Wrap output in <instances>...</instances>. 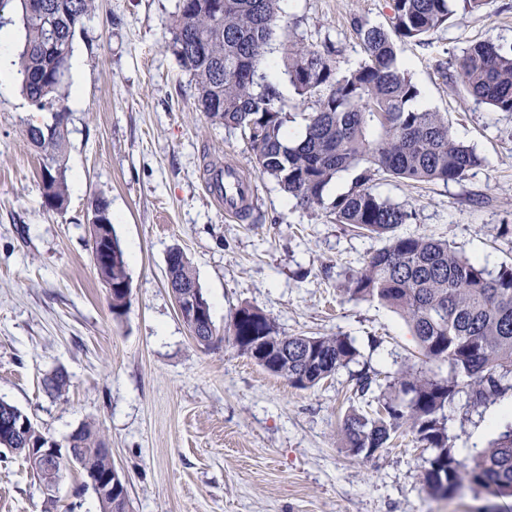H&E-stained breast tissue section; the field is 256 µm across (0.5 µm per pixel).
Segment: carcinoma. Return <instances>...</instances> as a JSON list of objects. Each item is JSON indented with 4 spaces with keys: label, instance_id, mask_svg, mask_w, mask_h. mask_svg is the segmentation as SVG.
Returning <instances> with one entry per match:
<instances>
[{
    "label": "carcinoma",
    "instance_id": "1",
    "mask_svg": "<svg viewBox=\"0 0 512 512\" xmlns=\"http://www.w3.org/2000/svg\"><path fill=\"white\" fill-rule=\"evenodd\" d=\"M13 1L23 31L16 74L31 106L51 118L26 129L28 140L43 153L44 202L51 209L65 203L68 189L60 153L71 116L63 93L64 66L92 0H0V11ZM279 2L179 0L169 50L193 76L197 109L207 122L240 133L259 173L295 206H322L336 174L359 170L331 213L336 223L386 243L364 258L347 292L398 313L418 342L422 366L398 372L383 389L375 372L365 369L352 376L351 398H369L377 409L369 417L354 410L344 417V447L353 456L370 457L408 428L430 451L423 474L430 496L447 498L466 485L489 497L512 498V424L483 451L462 458L448 442L445 415L464 390L472 404L481 405L512 389L504 384L512 377V265L493 274L444 240L398 233L411 214L382 200L370 186L379 173L407 183L459 182L482 163L474 148L454 138L446 116L408 107L419 90L398 60V42L422 41L448 23L451 0H393L387 28L353 21L364 59L344 72L335 65L331 44H283L288 82L298 96L313 101L303 117L304 133L292 146L284 142L290 113L266 72L269 42L276 30L287 27ZM219 5L224 17L218 22ZM51 30L59 41L56 56L43 48ZM453 66L475 100L512 112V51L478 41L464 48ZM172 254L168 284L175 290L197 284L183 251ZM95 269L106 286L129 279L124 259L101 262ZM269 339L288 349V356L262 354ZM224 342L301 390L319 385L359 356L346 336H282L269 315L250 305L231 314ZM428 363L448 366V376L424 368ZM26 447L18 435L0 436V448L24 457ZM68 447L93 469L112 467L109 449L91 425L72 433Z\"/></svg>",
    "mask_w": 512,
    "mask_h": 512
}]
</instances>
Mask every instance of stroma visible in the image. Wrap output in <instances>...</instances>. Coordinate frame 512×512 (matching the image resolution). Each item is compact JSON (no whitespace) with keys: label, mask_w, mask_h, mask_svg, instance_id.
<instances>
[{"label":"stroma","mask_w":512,"mask_h":512,"mask_svg":"<svg viewBox=\"0 0 512 512\" xmlns=\"http://www.w3.org/2000/svg\"><path fill=\"white\" fill-rule=\"evenodd\" d=\"M178 0H92L74 39L80 73H68L71 110L64 154L63 211L43 198V156L24 134L33 108L18 82L0 89V400L20 408L59 445L95 426L127 480L131 512H512V500H436L422 484L427 454L412 433L375 457L349 454L340 425L350 404V369L300 390L241 356L222 340L192 337L167 286L169 251L191 262L216 331L248 304L295 336H346L379 382L417 360L403 319L345 292L367 252L381 248L336 223L330 207L354 171L339 173L315 210L293 208L250 161L239 134L207 124L195 86L168 49ZM288 22L267 59L288 112L290 132L310 102L281 66L286 39L332 42L340 70L363 57L352 21L388 25L392 0H280ZM512 47V0L457 10L427 40L405 41L399 58L420 94L413 105L445 115L453 136L473 146L480 166L459 182L416 187L376 177L373 189L412 212L401 233L448 241L488 271L512 262V113L476 102L442 68L471 42ZM251 178L247 221L227 218L212 178L225 162ZM109 204L128 257L126 314L113 318L108 291L91 259L96 199ZM66 392L47 390L56 372ZM364 409V402L354 404ZM498 402L459 395L449 405L448 436L464 456L484 450L502 430ZM83 477L67 470L51 512H100L93 491L75 495ZM25 460L0 452V512H50Z\"/></svg>","instance_id":"stroma-1"}]
</instances>
